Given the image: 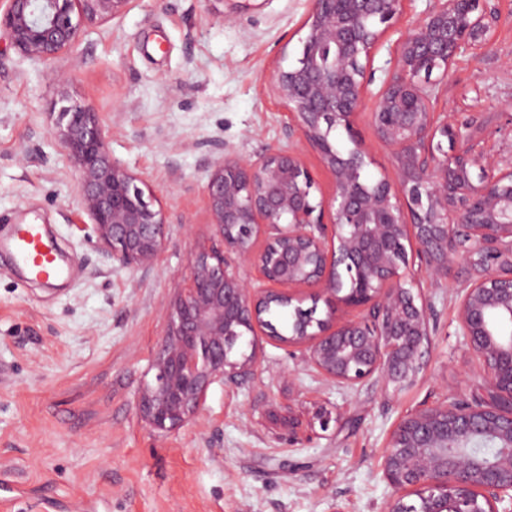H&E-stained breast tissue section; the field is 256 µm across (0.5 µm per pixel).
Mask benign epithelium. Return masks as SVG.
I'll return each instance as SVG.
<instances>
[{"label":"benign epithelium","instance_id":"obj_1","mask_svg":"<svg viewBox=\"0 0 512 512\" xmlns=\"http://www.w3.org/2000/svg\"><path fill=\"white\" fill-rule=\"evenodd\" d=\"M133 2L0 0V32L22 59L47 64ZM309 2L298 56L277 58L265 82L288 111V137L319 154L333 192L316 198V177L293 145L215 157L208 212L228 254L191 260L141 412L158 431L180 427L214 379L254 370L261 334L336 384L407 388L433 333L420 283L462 271L457 320L483 393L470 402L450 393L402 417L382 461L398 492L386 512H509L498 504L512 500V168H498L474 119L459 123L434 107L458 55L492 43L499 12L487 0H436L403 31L405 0ZM394 34L369 107L375 52ZM362 114L395 159L375 180L364 178L371 158ZM61 117L53 138L98 243L121 267L154 265L168 240L166 214L145 180L112 156V121L79 103ZM338 132L348 148H336ZM233 259L257 265L263 285L242 280ZM308 298L313 305L302 307ZM276 303L296 315L286 336L264 318ZM245 339L251 353L237 360ZM478 441L497 452L472 453ZM406 494L418 503H405Z\"/></svg>","mask_w":512,"mask_h":512}]
</instances>
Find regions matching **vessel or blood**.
Segmentation results:
<instances>
[{"label":"vessel or blood","mask_w":512,"mask_h":512,"mask_svg":"<svg viewBox=\"0 0 512 512\" xmlns=\"http://www.w3.org/2000/svg\"><path fill=\"white\" fill-rule=\"evenodd\" d=\"M8 248L16 266L33 278L48 279L62 273L57 264L55 244L44 225H16Z\"/></svg>","instance_id":"b4317fda"}]
</instances>
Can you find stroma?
Wrapping results in <instances>:
<instances>
[{
    "instance_id": "1",
    "label": "stroma",
    "mask_w": 512,
    "mask_h": 512,
    "mask_svg": "<svg viewBox=\"0 0 512 512\" xmlns=\"http://www.w3.org/2000/svg\"><path fill=\"white\" fill-rule=\"evenodd\" d=\"M492 3V45L458 55L436 109L461 121L489 113L486 146L504 167L512 0ZM308 9L266 0L228 21L224 0H135L47 65L0 38V236L23 217L51 225L75 271L60 286L28 283L0 254V512H384L394 490L382 457L401 416L480 394L443 284L424 288L437 333L406 389L329 382L265 339L257 369L215 379L181 427L158 432L141 415L190 261L224 248L207 209L212 160L288 144V113L264 78L279 53L297 56ZM74 103L111 119L113 155L164 207L168 242L153 266L113 263L76 202L51 140ZM323 412L337 419L326 431Z\"/></svg>"
}]
</instances>
